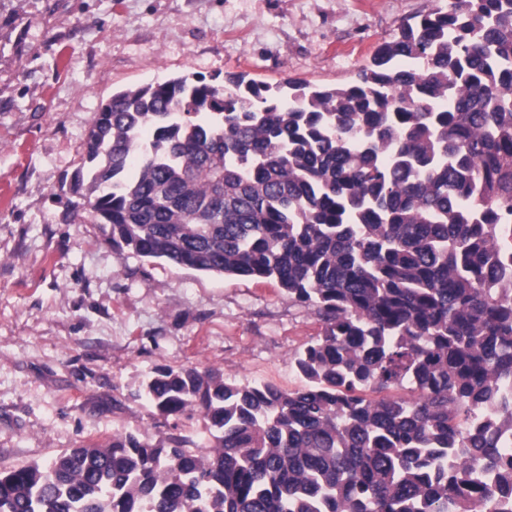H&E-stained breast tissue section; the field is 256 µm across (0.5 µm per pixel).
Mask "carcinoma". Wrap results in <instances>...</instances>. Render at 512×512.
Returning <instances> with one entry per match:
<instances>
[{
	"label": "carcinoma",
	"instance_id": "carcinoma-1",
	"mask_svg": "<svg viewBox=\"0 0 512 512\" xmlns=\"http://www.w3.org/2000/svg\"><path fill=\"white\" fill-rule=\"evenodd\" d=\"M73 180L117 249L325 327L293 391L154 369L135 397L214 444L118 432L0 470V512H512V0H444L347 85L114 93Z\"/></svg>",
	"mask_w": 512,
	"mask_h": 512
}]
</instances>
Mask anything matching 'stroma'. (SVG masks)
<instances>
[{"label": "stroma", "instance_id": "obj_1", "mask_svg": "<svg viewBox=\"0 0 512 512\" xmlns=\"http://www.w3.org/2000/svg\"><path fill=\"white\" fill-rule=\"evenodd\" d=\"M439 0H0V469L116 432L188 449L200 416L149 415L157 367L301 384L314 309L270 280L205 275L113 248L68 217L84 135L113 92L230 74L352 82Z\"/></svg>", "mask_w": 512, "mask_h": 512}]
</instances>
